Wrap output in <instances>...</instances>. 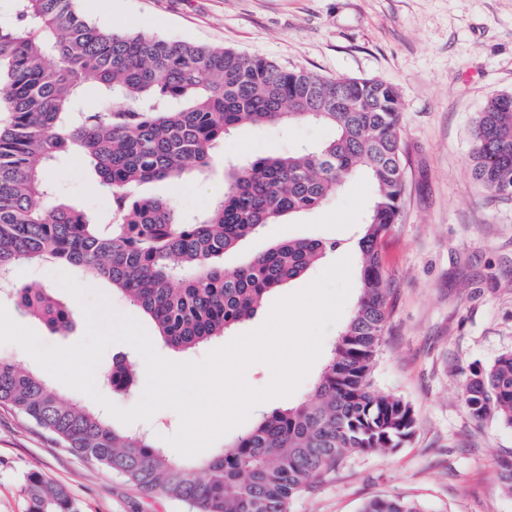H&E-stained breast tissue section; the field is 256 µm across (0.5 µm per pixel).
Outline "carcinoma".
<instances>
[{"mask_svg":"<svg viewBox=\"0 0 512 512\" xmlns=\"http://www.w3.org/2000/svg\"><path fill=\"white\" fill-rule=\"evenodd\" d=\"M76 0H15L0 24V294L56 332L70 312L41 285L12 283L20 262H49L104 280L150 317L177 351L199 348L253 317L266 295L340 248L336 241L277 243L224 270V254L263 225L326 204L357 172L374 188L357 241L359 297L308 399L263 415L223 452L175 461L140 432L62 398L40 375L0 360V408L61 448L120 474L147 496L195 512H288L291 499L349 452L395 451L415 434L411 405L378 391L372 372L390 319L381 245L404 192L396 89L374 78L329 79L224 47L117 33L87 21ZM96 107L84 105L87 92ZM316 121L333 130L313 149L228 163L224 193L185 218L173 201L145 196L224 160V137L244 125ZM469 166L497 197L512 198V92L479 112ZM80 162L111 199L104 223L59 200L48 171ZM135 363L112 365V392L128 393ZM463 399L477 420L512 428V352L465 373ZM28 512H77L61 485L33 472ZM361 512H422L398 496Z\"/></svg>","mask_w":512,"mask_h":512,"instance_id":"1","label":"carcinoma"}]
</instances>
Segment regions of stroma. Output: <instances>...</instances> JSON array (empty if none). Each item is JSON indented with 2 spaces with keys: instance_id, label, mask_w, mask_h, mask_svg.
<instances>
[{
  "instance_id": "35a3bbf8",
  "label": "stroma",
  "mask_w": 512,
  "mask_h": 512,
  "mask_svg": "<svg viewBox=\"0 0 512 512\" xmlns=\"http://www.w3.org/2000/svg\"><path fill=\"white\" fill-rule=\"evenodd\" d=\"M76 7L107 30L224 46L288 69L396 87L405 196L382 247L393 311L373 382L413 407L415 434L393 452L348 454L299 492L289 512H360L366 500L390 495L423 512H512L497 466L512 457V429L475 420L462 398L463 368L512 352V201L479 186L469 168L478 113L491 96L512 92V0H77ZM329 135L310 122L246 126L227 137L224 156L256 159L310 148ZM50 177L62 199L109 218L110 199L83 165L63 160ZM142 192L194 216L223 194L224 179L217 169ZM372 195L369 180L356 175L322 207L264 225L225 253L224 267L288 239L336 240L352 251ZM54 270L22 263L14 278L52 287L70 308L72 325L63 333L24 321L44 342L70 345L86 323L56 286ZM34 470L67 488L81 512H191L185 503L142 494L0 409V512H27L26 477Z\"/></svg>"
}]
</instances>
